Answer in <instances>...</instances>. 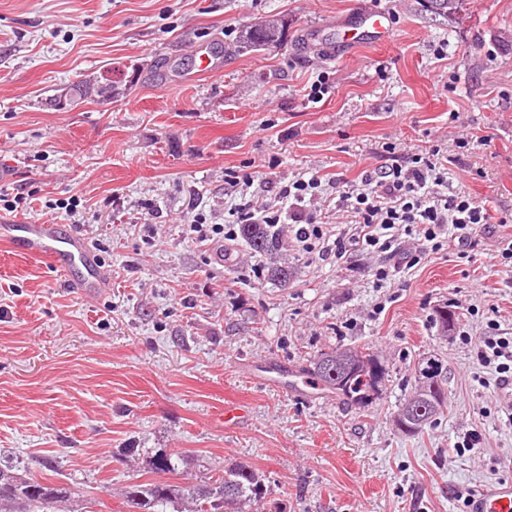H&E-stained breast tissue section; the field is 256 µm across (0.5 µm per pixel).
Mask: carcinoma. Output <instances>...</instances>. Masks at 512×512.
Returning <instances> with one entry per match:
<instances>
[{
  "mask_svg": "<svg viewBox=\"0 0 512 512\" xmlns=\"http://www.w3.org/2000/svg\"><path fill=\"white\" fill-rule=\"evenodd\" d=\"M282 31L275 26L260 25L245 30L240 48L259 50L281 44ZM284 228L272 224L239 225V241L257 253H270L282 241ZM374 356L357 347L335 346L310 360L307 373L314 384L347 402L368 406L379 399L371 395V381L364 374L343 370L341 362L354 364ZM448 391L439 375L424 371L419 382L403 399L396 417L397 427L405 434L420 433L435 416L448 409ZM184 456L178 452L146 454L145 465L152 473H174ZM72 490L64 485L44 481L32 474L18 473V466L0 462V512H65ZM126 512H267L264 478L257 469L234 464L211 473L195 484L146 482L132 483L124 492Z\"/></svg>",
  "mask_w": 512,
  "mask_h": 512,
  "instance_id": "1",
  "label": "carcinoma"
}]
</instances>
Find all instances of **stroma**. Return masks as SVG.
I'll list each match as a JSON object with an SVG mask.
<instances>
[{
	"label": "stroma",
	"mask_w": 512,
	"mask_h": 512,
	"mask_svg": "<svg viewBox=\"0 0 512 512\" xmlns=\"http://www.w3.org/2000/svg\"><path fill=\"white\" fill-rule=\"evenodd\" d=\"M374 5L393 16L389 43L336 46L339 25ZM263 21L285 46L239 51ZM204 44L217 70L198 76ZM322 72L331 91L308 102ZM85 78L118 93L55 105ZM436 146L451 190L497 223L512 215V0H467L457 19L423 0H0V192L25 199L0 225H59L109 278L86 295L0 240V453L71 487L73 512L90 498L125 512L126 486L155 478L135 448L186 455L180 482L258 469L282 512H461L456 492L512 481V405L458 339L490 318L512 333V270L488 258L504 227L477 229L469 258L430 252L381 286L382 256L291 246L275 258L293 271L285 288L267 280L268 255L188 231L196 214L230 220L238 177L278 208L290 180L319 177L329 200ZM336 345L385 367L372 405L304 383ZM432 362L448 410L404 434L399 405ZM230 403L248 411L228 424ZM472 430L479 444L458 451Z\"/></svg>",
	"instance_id": "stroma-1"
}]
</instances>
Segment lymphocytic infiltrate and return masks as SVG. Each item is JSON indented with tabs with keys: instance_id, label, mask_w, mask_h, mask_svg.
Masks as SVG:
<instances>
[{
	"instance_id": "lymphocytic-infiltrate-1",
	"label": "lymphocytic infiltrate",
	"mask_w": 512,
	"mask_h": 512,
	"mask_svg": "<svg viewBox=\"0 0 512 512\" xmlns=\"http://www.w3.org/2000/svg\"><path fill=\"white\" fill-rule=\"evenodd\" d=\"M448 158L439 150L394 160L376 174H365L359 186L341 192L337 211L346 213L354 231L350 237H329L314 213L283 215L278 209H258L251 198H242L233 214L240 224H281L290 221L299 248L311 253L332 246L336 257H343L348 246L373 253L392 248V231L404 228L407 235L421 236L431 250L447 245L449 236L459 244L472 246V231L489 225L490 216L483 204L464 193H448ZM482 366L494 370L500 385H512V336L500 333L495 320L474 344Z\"/></svg>"
}]
</instances>
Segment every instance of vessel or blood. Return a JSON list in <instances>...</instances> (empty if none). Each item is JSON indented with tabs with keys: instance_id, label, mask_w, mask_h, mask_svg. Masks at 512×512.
Segmentation results:
<instances>
[{
	"instance_id": "1",
	"label": "vessel or blood",
	"mask_w": 512,
	"mask_h": 512,
	"mask_svg": "<svg viewBox=\"0 0 512 512\" xmlns=\"http://www.w3.org/2000/svg\"><path fill=\"white\" fill-rule=\"evenodd\" d=\"M391 28L390 14L374 7L342 27L337 42L343 47L366 41L384 44L390 39ZM18 230L20 237L12 243L15 251L52 261L70 279L72 286H94L99 269L81 238L62 233L49 223L22 224ZM469 512H512V482L503 481L476 491Z\"/></svg>"
}]
</instances>
